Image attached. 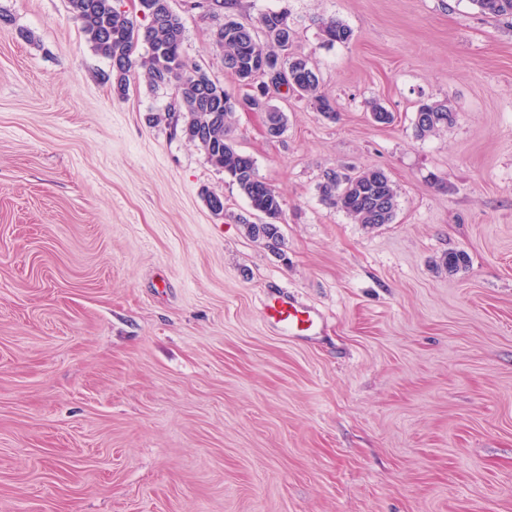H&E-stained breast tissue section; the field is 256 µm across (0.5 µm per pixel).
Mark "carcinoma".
<instances>
[{"label":"carcinoma","instance_id":"obj_1","mask_svg":"<svg viewBox=\"0 0 512 512\" xmlns=\"http://www.w3.org/2000/svg\"><path fill=\"white\" fill-rule=\"evenodd\" d=\"M491 18L512 16V0H471ZM69 13L80 22L81 29L94 51L107 59L112 69V89L122 97L126 93L128 73L135 67L144 71L149 85L174 90L173 111L178 113L173 129L200 146L212 166L237 185L256 212L259 222H248V233L257 239L277 241L278 224L283 215L281 195L256 174L253 159L240 153L228 137L231 119L237 108L250 105L266 108L270 123L283 134L284 113L265 106L270 91L279 94V84H263L261 94L237 98L224 84L214 80L200 66H191L184 58V26L173 12L170 0H139L140 12L148 20L140 26L117 8L115 0H67ZM326 42L346 43L352 30L337 19L322 22ZM293 32L287 13L269 11L255 21L244 24L230 15L214 31V41L224 54L225 73L236 80L251 73L261 57L271 58L288 73L283 93L313 101L316 110L331 120L338 119L336 104L319 93L316 69L304 58L288 54ZM148 45V55L134 58L138 43ZM454 121L446 102L421 103L414 118L416 135L425 137ZM323 201L351 216L357 223L375 228L393 222L397 192L393 182L381 169H329L320 184Z\"/></svg>","mask_w":512,"mask_h":512}]
</instances>
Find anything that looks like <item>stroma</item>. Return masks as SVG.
I'll return each mask as SVG.
<instances>
[{"label": "stroma", "instance_id": "35a3bbf8", "mask_svg": "<svg viewBox=\"0 0 512 512\" xmlns=\"http://www.w3.org/2000/svg\"><path fill=\"white\" fill-rule=\"evenodd\" d=\"M190 2L170 0L186 59L238 93ZM267 10L340 111L272 95L277 139L234 114L283 198L276 244L174 133L170 89L137 70L117 97L67 0H0V512H512V18L470 0L235 14ZM329 18L349 42L325 43ZM423 101L454 123L418 137ZM337 166L387 173L393 223L325 204ZM280 288L319 334L263 321Z\"/></svg>", "mask_w": 512, "mask_h": 512}]
</instances>
